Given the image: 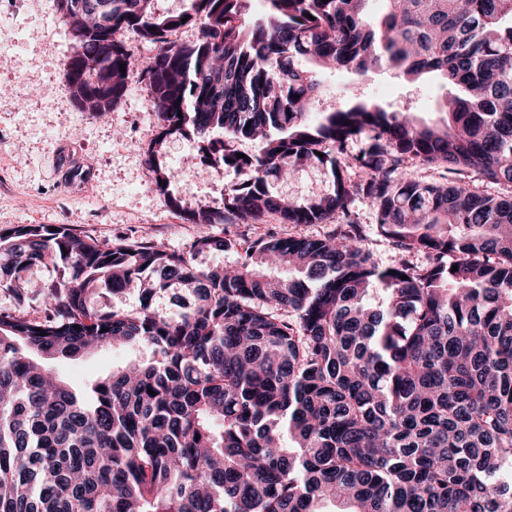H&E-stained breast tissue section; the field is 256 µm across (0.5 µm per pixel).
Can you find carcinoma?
<instances>
[{
	"instance_id": "carcinoma-1",
	"label": "carcinoma",
	"mask_w": 512,
	"mask_h": 512,
	"mask_svg": "<svg viewBox=\"0 0 512 512\" xmlns=\"http://www.w3.org/2000/svg\"><path fill=\"white\" fill-rule=\"evenodd\" d=\"M71 2L57 0L70 57L112 85L82 111L110 116L137 70L160 119L145 150L159 188L172 134L206 142L211 167L240 181L222 210L169 196L201 228L188 252L100 245L64 224L0 232V288L21 296L27 268H65L40 286L45 317L0 313V512H512V195L464 177L512 187V0H382L374 19L369 0H263L254 19L251 0L167 15L154 0H82L79 17ZM186 24L197 39L170 40ZM118 32L157 53L136 59L110 44ZM301 58L357 80L434 74L458 93L442 124L365 100L314 123L322 88ZM241 138L255 146L243 158ZM411 160L453 177L417 181ZM308 167L325 171L322 192L270 190ZM356 196L393 263L347 223L255 240L229 270L195 264L237 249L214 224H323ZM101 288H138L143 304L97 310ZM169 288L193 306L152 309ZM115 345L150 358L84 393L43 366Z\"/></svg>"
}]
</instances>
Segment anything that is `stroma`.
Instances as JSON below:
<instances>
[{"mask_svg":"<svg viewBox=\"0 0 512 512\" xmlns=\"http://www.w3.org/2000/svg\"><path fill=\"white\" fill-rule=\"evenodd\" d=\"M0 12L16 14L18 25L0 29V42L12 53L0 58V231L17 224H65L75 233L102 244L144 240L169 250H189L197 227L175 211L170 196L188 208L224 206V188L236 181L233 170L216 173L203 143L181 135L168 137L164 157L174 177L161 191L143 153L159 132L148 106V92L139 73L128 79L127 92L104 121L81 111L63 75L72 48L69 27L56 0H0ZM318 111L336 108L344 97L371 99L381 106L407 111L428 122L444 119L448 86L430 76L411 82L386 70L356 80L343 70H323ZM349 209L366 235L374 259L387 265L398 254L375 230L376 216L362 199ZM323 224L281 223L268 214L249 224H218L214 235L235 239L240 251H214L198 256V266H221L245 259L243 247L277 235L318 237ZM142 349L106 348L77 360L57 359L47 366L75 389L87 390L100 376L145 357Z\"/></svg>","mask_w":512,"mask_h":512,"instance_id":"obj_1","label":"stroma"}]
</instances>
